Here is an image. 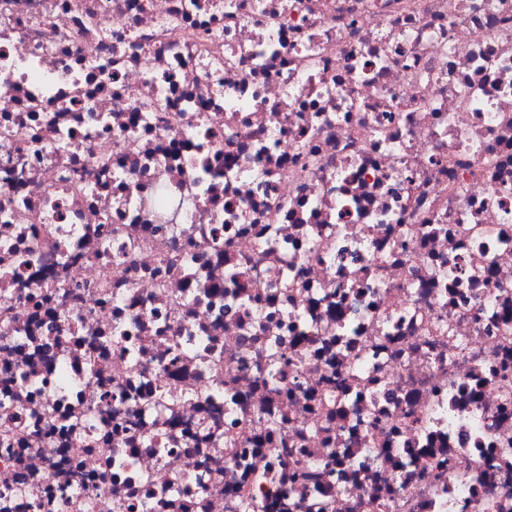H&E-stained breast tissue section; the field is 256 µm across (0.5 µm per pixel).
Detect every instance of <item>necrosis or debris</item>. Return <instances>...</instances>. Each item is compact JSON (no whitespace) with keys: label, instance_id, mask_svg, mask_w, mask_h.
<instances>
[{"label":"necrosis or debris","instance_id":"4bbe7bcc","mask_svg":"<svg viewBox=\"0 0 512 512\" xmlns=\"http://www.w3.org/2000/svg\"><path fill=\"white\" fill-rule=\"evenodd\" d=\"M0 512H512V0H0Z\"/></svg>","mask_w":512,"mask_h":512}]
</instances>
